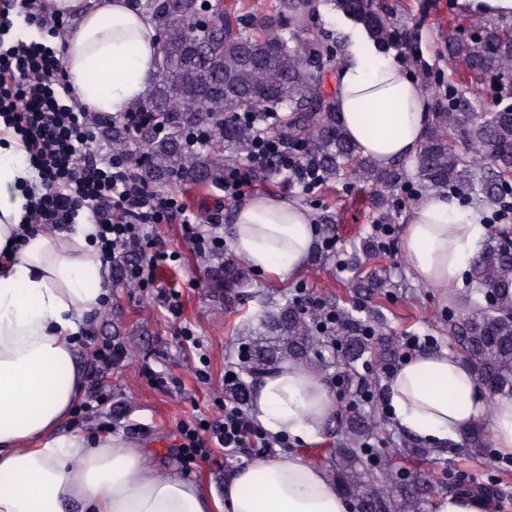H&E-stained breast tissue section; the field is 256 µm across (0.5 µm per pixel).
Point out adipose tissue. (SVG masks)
<instances>
[{
  "label": "adipose tissue",
  "mask_w": 512,
  "mask_h": 512,
  "mask_svg": "<svg viewBox=\"0 0 512 512\" xmlns=\"http://www.w3.org/2000/svg\"><path fill=\"white\" fill-rule=\"evenodd\" d=\"M80 15L63 61L78 100L114 115L140 103L156 71L159 38L131 0H55ZM337 28L344 62L336 102L348 138L380 169L414 155L428 135L429 94L345 17ZM20 140L0 123V512H348L335 482L303 457L261 458L224 482L223 496L171 471L123 435L93 443L66 422L85 379L76 363L86 318L108 293L107 270L87 223L14 241L23 225L31 173ZM488 228L482 207H461L442 192L411 211L403 250L415 279L457 288ZM233 252L250 268L283 280L305 269L315 246L309 211L273 196L238 206ZM394 424L431 446L460 442L476 423H491L496 451L512 456V398L490 402L472 370L448 351L413 355L383 383ZM252 413L273 438L313 442L336 413L332 392L314 370L295 363L266 375Z\"/></svg>",
  "instance_id": "adipose-tissue-1"
}]
</instances>
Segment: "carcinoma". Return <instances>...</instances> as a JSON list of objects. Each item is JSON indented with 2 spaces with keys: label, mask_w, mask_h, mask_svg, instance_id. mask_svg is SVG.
I'll use <instances>...</instances> for the list:
<instances>
[{
  "label": "carcinoma",
  "mask_w": 512,
  "mask_h": 512,
  "mask_svg": "<svg viewBox=\"0 0 512 512\" xmlns=\"http://www.w3.org/2000/svg\"><path fill=\"white\" fill-rule=\"evenodd\" d=\"M334 9L385 51L418 68L426 86H433L413 31L400 23L379 0H330ZM308 0H278L262 17L260 32L224 13L202 16L199 0H146L145 8L161 31L158 80L142 107L176 125L159 134L150 120L141 129L148 146L151 177L179 174L195 181L224 176V167L250 151L253 131L239 112H280L281 129L292 140L308 141L326 177L347 173L359 180L392 187L405 179L402 166L374 168L350 142L336 103L318 90L319 62L332 55L331 46L314 38L304 9ZM291 19L286 29L280 17ZM448 59L461 63L474 80L477 94L488 77H499L512 62V34L488 27L473 37L448 34ZM437 126L416 153L414 166L422 184L447 187L463 200L478 197L493 205L512 192V103L492 112H472L459 91L448 88V103L436 116ZM211 127L218 152L203 156L188 149L181 137L187 127ZM463 144L488 164L475 168L455 147ZM470 285L484 302L454 314L448 340L473 370L490 401L512 398V238L503 234L486 243L468 270ZM241 276L224 268V300L233 301ZM276 336L251 337L243 331L250 354L243 361L248 374L273 370L282 362H303L316 342L313 328L300 309L285 305L269 316ZM381 341L380 356L396 360L383 327L372 328L349 313L341 316L336 346L351 384L358 367L371 354L372 338ZM374 423L354 412L345 419L344 443L336 448V481L353 502L354 512H425L428 488L419 476L392 474V466L376 463L378 454L365 446ZM465 449L485 456L488 435L480 424L466 434Z\"/></svg>",
  "instance_id": "1"
}]
</instances>
